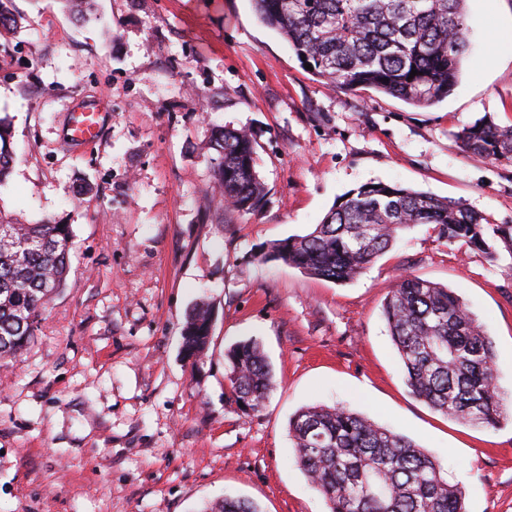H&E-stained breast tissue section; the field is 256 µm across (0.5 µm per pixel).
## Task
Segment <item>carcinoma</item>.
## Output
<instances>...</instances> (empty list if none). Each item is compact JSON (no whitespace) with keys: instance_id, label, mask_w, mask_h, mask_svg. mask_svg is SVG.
I'll return each instance as SVG.
<instances>
[{"instance_id":"carcinoma-1","label":"carcinoma","mask_w":512,"mask_h":512,"mask_svg":"<svg viewBox=\"0 0 512 512\" xmlns=\"http://www.w3.org/2000/svg\"><path fill=\"white\" fill-rule=\"evenodd\" d=\"M258 19L296 51L312 74L355 92L371 88L406 104L432 106L457 84L468 51L466 0H252ZM418 75L410 76L411 71ZM10 124L0 119V184L9 174ZM470 157L512 162V126L484 116L456 135ZM214 183L240 211L264 196L254 143L244 130L215 126ZM433 224L450 244L496 255L512 251V225H491L459 201L384 182L347 192L320 224L279 240L264 258L317 279L349 283L388 251L400 233ZM73 231L49 219L0 222V357L15 358L36 335L52 295L70 270ZM410 393L442 415L484 428L507 418L496 351L484 327L451 289L401 275L383 304ZM210 307L190 311L182 329L189 358L203 354ZM230 405L244 415L263 407L273 369L257 339L224 352ZM295 461L324 496L329 512H466L465 494L442 466L402 433L342 406L303 407L288 422ZM203 512H260L226 496Z\"/></svg>"}]
</instances>
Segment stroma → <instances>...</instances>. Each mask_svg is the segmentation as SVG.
I'll return each instance as SVG.
<instances>
[{
  "label": "stroma",
  "instance_id": "stroma-1",
  "mask_svg": "<svg viewBox=\"0 0 512 512\" xmlns=\"http://www.w3.org/2000/svg\"><path fill=\"white\" fill-rule=\"evenodd\" d=\"M14 0L0 29V118L13 161L0 217L71 225L64 288L20 357L0 361V512H200L233 495L261 512H327L293 461L288 421L343 405L412 438L463 488L468 512H512V421L446 418L404 382L382 306L404 271L460 295L491 336L512 406V252L447 244L419 224L354 281L262 261L370 181L464 203L512 225V163L455 138L512 125V0H467L470 50L433 106L318 80L250 0ZM105 104L95 142L74 110ZM247 130L265 196L213 190L210 123ZM213 309L198 362L186 313ZM258 338L274 371L262 409L224 395V352Z\"/></svg>",
  "mask_w": 512,
  "mask_h": 512
}]
</instances>
